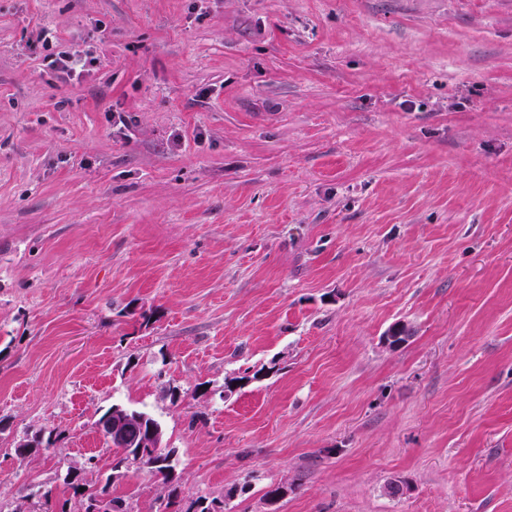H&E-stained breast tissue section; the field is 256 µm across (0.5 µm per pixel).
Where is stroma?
<instances>
[{"instance_id": "obj_1", "label": "stroma", "mask_w": 512, "mask_h": 512, "mask_svg": "<svg viewBox=\"0 0 512 512\" xmlns=\"http://www.w3.org/2000/svg\"><path fill=\"white\" fill-rule=\"evenodd\" d=\"M115 404L177 512H512V0H0V512H158ZM114 408H124L121 406H112L110 410L104 413L96 422L98 426L102 420L112 411ZM127 409V408H124ZM106 427L112 434H109L105 429L102 430V435L106 439V442L111 448H115L119 457L115 459L113 469L123 467L128 462H134L137 460L136 448H131L132 444L130 441L136 439L137 434L131 433L136 427L135 419L130 416L127 412L121 409H114L110 416L105 418L100 424V427ZM131 433L130 438H125ZM122 437L119 439L118 437ZM139 448H157L155 453L149 452L140 458V468L146 469L152 474H160L163 477L164 483L169 484L170 493L168 498H177V482L173 466L168 462L169 453H164L161 446V435L160 431L157 430L150 436V440L143 441Z\"/></svg>"}]
</instances>
